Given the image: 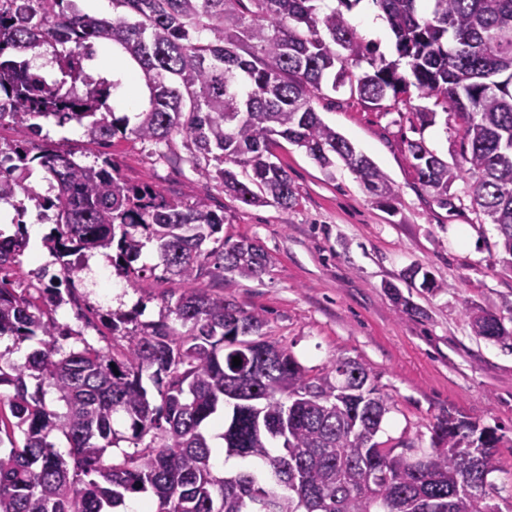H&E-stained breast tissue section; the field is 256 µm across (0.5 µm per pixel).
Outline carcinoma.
I'll return each mask as SVG.
<instances>
[{
  "label": "carcinoma",
  "instance_id": "obj_1",
  "mask_svg": "<svg viewBox=\"0 0 512 512\" xmlns=\"http://www.w3.org/2000/svg\"><path fill=\"white\" fill-rule=\"evenodd\" d=\"M126 13L96 18L73 0H0V123L40 134V118L77 124L90 144L134 136L168 145L179 135L186 161L247 206H293L288 171L273 148L279 139L305 149L332 174L342 162L382 206L398 189L369 157L313 107L323 90L347 86L360 99L390 97L422 126L434 100L462 125L460 159L450 163L423 141L408 152L418 183L438 207L458 209L452 184L471 178L472 208L497 227L496 246L512 265V0H371L395 39L388 61L345 17L362 0H119ZM111 44L141 72L144 109L118 116L111 97L121 82L93 78L84 66L93 43ZM53 50L60 78L32 68L20 54ZM367 63L358 74L347 68ZM53 195L25 184L33 167ZM24 194L56 211L43 240L60 266L42 298L19 292L9 272L29 245L27 224L0 230V336L37 340L21 364H0V512H126L134 494H148L154 512H492L500 489V449L512 442L480 420L451 412L436 417L431 447L406 437L377 447L392 396L370 368L338 357L314 372L266 339V320L235 299L214 296L201 278L213 259L235 277L265 271L257 244L220 236L224 217L203 205L167 198L131 183L107 154L84 165L41 142L0 143V204ZM153 245L165 279L183 286L157 321L139 312L102 318L112 350L85 343L63 349L56 309L75 301L73 277L82 256L109 255L115 273L139 279L134 266ZM422 276L421 283L416 277ZM413 288H440L432 274L404 275ZM473 334L512 341L500 316L466 310ZM241 364L236 366L233 357ZM149 377L160 396L144 386ZM64 410L50 408L44 387ZM224 409L220 434L228 457L255 467L218 474L205 425ZM123 414L128 436L114 428ZM23 444L13 440L14 429ZM69 442L63 455L49 441ZM123 439L134 448L109 454Z\"/></svg>",
  "mask_w": 512,
  "mask_h": 512
}]
</instances>
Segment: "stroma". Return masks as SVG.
<instances>
[{
    "instance_id": "obj_1",
    "label": "stroma",
    "mask_w": 512,
    "mask_h": 512,
    "mask_svg": "<svg viewBox=\"0 0 512 512\" xmlns=\"http://www.w3.org/2000/svg\"><path fill=\"white\" fill-rule=\"evenodd\" d=\"M313 106L394 182L393 208L377 204L346 167L326 174L288 143L277 150L296 196L287 210L235 201L186 162L178 138L165 155L132 137L114 139L109 151L127 181L223 209L226 239H247L265 250L266 271L238 279L232 297L260 313L269 340L305 367L318 370L341 355L366 364L395 401L386 436L430 447L436 416L457 410L512 438V347L477 338L464 316L482 308L512 318V270L495 247V226L467 208H439L417 184L407 151L409 141L421 138L445 160L457 157L458 118L441 111L423 129L408 112L366 104L345 88L325 91ZM157 262L154 246H147L142 277L120 278L109 288L100 278L112 268L109 259L88 254L74 279L76 293L102 312L138 305L143 320L158 319L182 287L165 280ZM417 267L431 272L440 288H404L417 308L408 315L386 286L401 285L403 273Z\"/></svg>"
}]
</instances>
